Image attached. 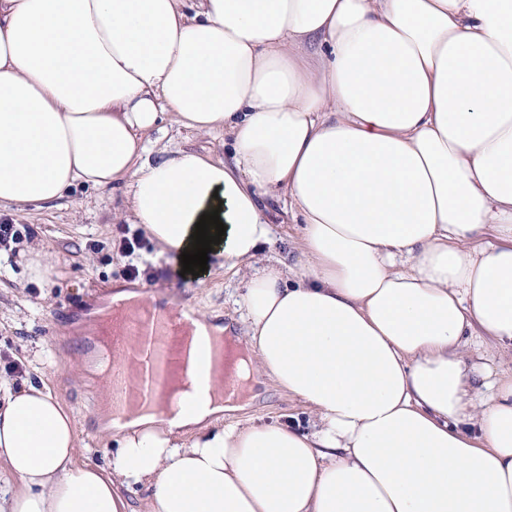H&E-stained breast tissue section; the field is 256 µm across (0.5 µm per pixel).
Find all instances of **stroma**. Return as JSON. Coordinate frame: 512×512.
I'll return each mask as SVG.
<instances>
[{
	"label": "stroma",
	"mask_w": 512,
	"mask_h": 512,
	"mask_svg": "<svg viewBox=\"0 0 512 512\" xmlns=\"http://www.w3.org/2000/svg\"><path fill=\"white\" fill-rule=\"evenodd\" d=\"M181 150L221 160L229 157L231 145L223 132H192L170 123L159 134L149 158L162 160ZM127 194L126 182L116 181L106 189L79 186L59 201L0 211V222L30 229L8 262L0 264V372L21 379L25 371L19 366L20 358L43 346L46 384L77 429V459L101 466L114 443L99 429L98 393L85 380L89 369L85 359L94 354L96 342L76 329L92 310L106 304L114 284L134 291L152 290L161 305L190 306L205 316H219L229 331L243 329L236 304L241 278L223 266H213L201 283L182 277L179 262L157 256L148 240L135 262L148 269L149 278L129 277L127 267L133 261L118 247L120 229L129 223ZM38 246L52 254V266L40 280L27 271L30 253ZM303 416L300 403L263 377L243 409L225 413L224 419L285 421Z\"/></svg>",
	"instance_id": "35a3bbf8"
}]
</instances>
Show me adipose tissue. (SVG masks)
Returning <instances> with one entry per match:
<instances>
[{
	"mask_svg": "<svg viewBox=\"0 0 512 512\" xmlns=\"http://www.w3.org/2000/svg\"><path fill=\"white\" fill-rule=\"evenodd\" d=\"M168 120L231 161H151ZM124 179L158 256L219 211L226 346L308 424L147 401L79 465L42 371L0 376V512H512V0H0V208ZM271 206L273 208L271 212L272 218L274 220V223L277 224L279 234L285 235V233H288L289 235L288 240L286 239L285 242L278 243V249L281 251L282 254L286 255L288 253V243L291 240L290 238H295L297 235V225L291 224L292 221L290 218L288 220V214H284L282 202L278 204H273Z\"/></svg>",
	"mask_w": 512,
	"mask_h": 512,
	"instance_id": "ef3b65f1",
	"label": "adipose tissue"
}]
</instances>
